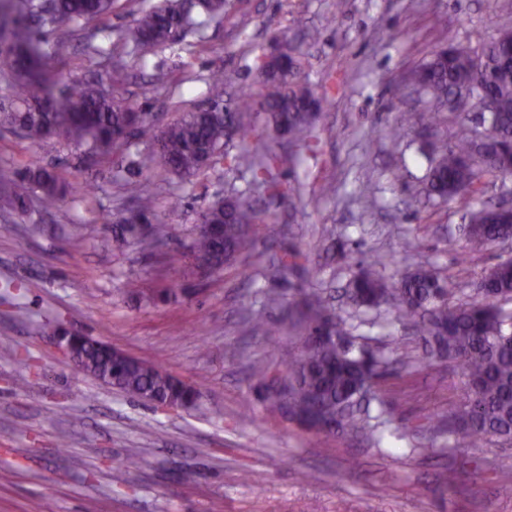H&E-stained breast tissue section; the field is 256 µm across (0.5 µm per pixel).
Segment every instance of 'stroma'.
I'll return each instance as SVG.
<instances>
[{
	"mask_svg": "<svg viewBox=\"0 0 512 512\" xmlns=\"http://www.w3.org/2000/svg\"><path fill=\"white\" fill-rule=\"evenodd\" d=\"M157 2L116 0L110 15L42 26L19 11L12 17L59 100L90 80L111 89L112 52L138 7ZM507 9L512 0H233L204 44L190 36L124 55L122 96L167 123L206 102L214 72L229 92L254 84V59L277 34L301 45L311 87L330 92L315 151L280 169L300 197H262L271 221L256 228L257 258L206 276L185 259L199 218L228 189L246 188L249 174L218 156L188 180L154 176L167 245L145 251L118 230L138 190L126 155L88 156L58 136L34 145L0 126V166L35 160L74 189L48 212L0 208V512H512V492L497 476L512 471V442L474 446L446 433L466 397L461 369L422 363V343L392 323L389 307L360 314L346 295L358 266L379 257L391 282L433 266L450 284L449 305L460 307L491 267L512 258V239L463 255L461 210L421 192L420 128L391 136L412 104L422 126L440 133L475 123L461 112L432 114L399 88L439 48L491 42ZM436 15L446 21L439 32ZM312 28L321 32L315 43ZM159 68L173 78L169 90L151 83ZM76 224L84 227L78 240ZM287 252L302 258L288 275L274 274L273 261ZM270 292L281 307H265ZM311 293L353 322L370 348L400 337L416 361L378 388L381 446L324 439L270 415L249 376L253 362L285 360L298 346ZM255 314L281 333L250 336L244 321ZM50 322L199 383V409H163L101 383L61 354L44 331ZM132 453L142 462L128 471ZM451 466L460 471L452 487L441 480ZM246 469L263 481H244Z\"/></svg>",
	"mask_w": 512,
	"mask_h": 512,
	"instance_id": "stroma-1",
	"label": "stroma"
}]
</instances>
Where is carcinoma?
<instances>
[{
	"instance_id": "carcinoma-1",
	"label": "carcinoma",
	"mask_w": 512,
	"mask_h": 512,
	"mask_svg": "<svg viewBox=\"0 0 512 512\" xmlns=\"http://www.w3.org/2000/svg\"><path fill=\"white\" fill-rule=\"evenodd\" d=\"M31 17L42 21L66 22L109 13L112 0H18ZM195 7L210 18L224 15L227 0H196ZM204 22L185 10L182 0H163L143 7L126 37L124 47L132 49L175 42L189 33L202 32ZM6 63L12 70L9 99L0 104V123L8 124L36 145L58 135L78 147L105 157L128 143L123 134L154 146L153 161L161 170L180 178L196 175L224 147L236 142L237 153L226 157L229 165L250 174L249 188L233 189L215 199L206 217L218 228L214 235L196 233L188 258L203 274L218 267L234 265L255 251V226L266 221L256 206L255 189L264 188L293 199L294 188L283 192L277 171L293 155L284 157L267 146L276 135L288 136L296 145L314 151L316 112L329 100L328 91L316 93L302 79L303 61L297 47L282 41L281 64L267 71L266 54L256 56L255 87H247L224 102V76L217 73L210 83V108H198L158 129L152 120H136L132 103L110 94L94 83L77 87L58 106L48 94L46 81L36 72L35 49L23 34L15 35ZM112 88L124 86L128 72L121 59L112 62ZM411 82L418 95L436 110L446 109L448 96L462 90L475 98L487 97L496 107V124L490 141L478 144L467 126H458L453 142L444 137L432 144L431 165L426 177V196L453 202L466 209L470 253L512 237V214L500 207L471 206L474 184L490 172L478 163L497 154L501 141L512 138V24L504 23L497 39L481 50L458 42L448 52L436 53L412 72ZM0 188L9 202L25 208L31 196L38 197L44 210L56 208L66 188L51 169L32 165L25 174L11 166H0ZM137 206L148 219L154 215L156 198L149 185H140ZM145 250L166 245L165 229L150 226L138 231ZM383 262L374 259L355 272L349 284V298L355 308L382 304L393 310V321L407 326L421 339L430 359L446 358L458 364L465 377L467 397L448 420V433L462 431L475 442L488 437L512 441V331L498 310L497 300L512 297V263L496 264L480 280L476 298L464 308L448 307L444 280L431 268L418 266L406 271L397 287L390 288L379 274ZM307 334L297 351L288 358L283 391L265 398L274 413L286 412L309 417L314 433L324 436L360 437L379 446L383 435L371 415L372 399L356 400L363 384L370 386L396 371L407 369L411 357L403 346L366 353L353 335V325L317 296L305 298ZM255 336H274L277 326L263 318L248 322ZM83 371L141 401L166 404L181 400L196 406L198 391L174 380L169 373L141 359L112 355V349L87 337L80 353ZM276 365L255 362L251 377L267 386Z\"/></svg>"
}]
</instances>
